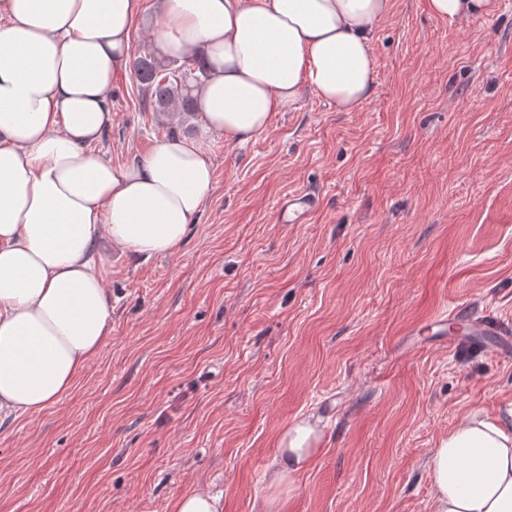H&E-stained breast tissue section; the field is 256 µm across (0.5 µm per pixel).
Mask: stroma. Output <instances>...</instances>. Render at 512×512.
Masks as SVG:
<instances>
[{"label":"stroma","instance_id":"stroma-1","mask_svg":"<svg viewBox=\"0 0 512 512\" xmlns=\"http://www.w3.org/2000/svg\"><path fill=\"white\" fill-rule=\"evenodd\" d=\"M354 112L311 91L244 143L112 87L97 146L118 166L174 136L214 162L170 255L103 248L112 334L77 385L0 424V512H429L427 461L475 410L512 416V352L431 334L464 309L512 325V0L466 20L392 0ZM317 208L283 224L289 196ZM325 428L290 485L280 435ZM224 498L206 490H198L180 497L173 512H223Z\"/></svg>","mask_w":512,"mask_h":512}]
</instances>
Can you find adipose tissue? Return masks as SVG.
I'll return each instance as SVG.
<instances>
[{
  "label": "adipose tissue",
  "instance_id": "obj_1",
  "mask_svg": "<svg viewBox=\"0 0 512 512\" xmlns=\"http://www.w3.org/2000/svg\"><path fill=\"white\" fill-rule=\"evenodd\" d=\"M141 0H0V421L37 413L112 331L103 241L172 253L213 186L196 142L123 167L96 152ZM391 0H160L163 53L201 61L195 123L245 142L313 91L342 112L373 95L370 40ZM306 415L279 439L270 486L319 450ZM431 512H512V421L475 411L429 458Z\"/></svg>",
  "mask_w": 512,
  "mask_h": 512
}]
</instances>
